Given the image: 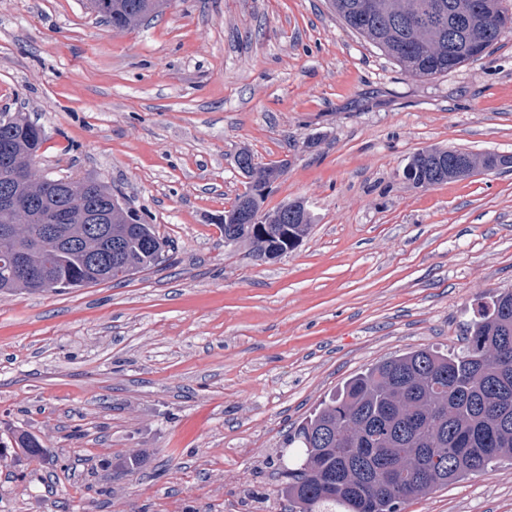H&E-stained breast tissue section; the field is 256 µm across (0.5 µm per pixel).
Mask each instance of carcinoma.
I'll return each instance as SVG.
<instances>
[{
	"instance_id": "1",
	"label": "carcinoma",
	"mask_w": 512,
	"mask_h": 512,
	"mask_svg": "<svg viewBox=\"0 0 512 512\" xmlns=\"http://www.w3.org/2000/svg\"><path fill=\"white\" fill-rule=\"evenodd\" d=\"M330 0L347 27L420 77L446 74L483 59L512 25L507 0ZM168 0H89L90 9L115 30H127L167 8ZM40 125L23 112L0 113V145L12 149L23 171L38 141ZM464 163L479 171L512 167V155L467 153ZM247 178L245 191L224 211V244L246 243L260 260L297 248L309 232L305 203L290 200L264 210L270 188L286 170L282 163L259 165L248 150L237 155ZM403 177L417 188L467 178L442 148L415 153ZM88 196L112 199V187L95 176L82 178ZM19 194L16 206L0 208V257L26 254L29 276L0 263V291L47 289L46 279L64 288L122 283L168 260L169 244L154 225L129 223L126 209L112 210L105 237L93 233L72 208L59 238L41 240L59 202L60 188L32 182L19 190L0 161V193ZM259 215L261 224L248 216ZM10 455L48 452L34 435L15 432ZM288 443L301 459L287 473L282 493L298 512H401L405 502L512 461V290L478 306L466 343L442 352L420 348L371 365L322 403L295 429Z\"/></svg>"
}]
</instances>
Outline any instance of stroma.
<instances>
[{
	"label": "stroma",
	"instance_id": "1",
	"mask_svg": "<svg viewBox=\"0 0 512 512\" xmlns=\"http://www.w3.org/2000/svg\"><path fill=\"white\" fill-rule=\"evenodd\" d=\"M0 112L54 177H100L170 244L119 284L0 293V512H288V436L353 374L463 345L512 290V168L414 187L428 147L512 155V29L413 76L328 0H170L117 31L86 0H0ZM285 162L264 207L312 229L271 260L218 226L236 156ZM402 512H512V465ZM12 440L15 445L14 446L10 441L12 448H0L1 463L8 462L9 457L10 461H12L13 455L18 457L40 456L48 452V448H46L37 437L25 431L13 432Z\"/></svg>",
	"mask_w": 512,
	"mask_h": 512
}]
</instances>
